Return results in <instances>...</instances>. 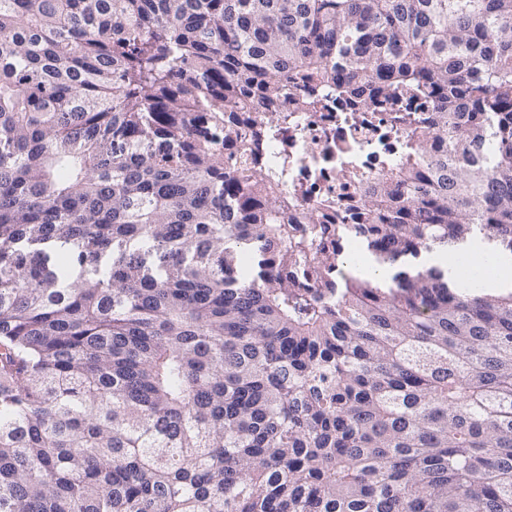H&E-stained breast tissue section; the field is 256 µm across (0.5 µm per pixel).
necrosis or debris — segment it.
<instances>
[{
  "mask_svg": "<svg viewBox=\"0 0 512 512\" xmlns=\"http://www.w3.org/2000/svg\"><path fill=\"white\" fill-rule=\"evenodd\" d=\"M320 109L301 111L294 100L279 103L287 123H276L272 135L256 146L254 166L262 175L278 177L288 196V219L301 223L305 214L323 224H347L363 194L367 178L401 165L412 128L398 125L388 112L362 114L336 104L333 86L322 89ZM364 173L349 179V170Z\"/></svg>",
  "mask_w": 512,
  "mask_h": 512,
  "instance_id": "obj_1",
  "label": "necrosis or debris"
}]
</instances>
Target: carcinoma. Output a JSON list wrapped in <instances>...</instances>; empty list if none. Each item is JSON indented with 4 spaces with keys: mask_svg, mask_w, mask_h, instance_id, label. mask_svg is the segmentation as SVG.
I'll return each instance as SVG.
<instances>
[{
    "mask_svg": "<svg viewBox=\"0 0 512 512\" xmlns=\"http://www.w3.org/2000/svg\"><path fill=\"white\" fill-rule=\"evenodd\" d=\"M302 81L414 126L336 225L390 287L233 127ZM476 243L512 0H0V512H512V285L423 261Z\"/></svg>",
    "mask_w": 512,
    "mask_h": 512,
    "instance_id": "carcinoma-1",
    "label": "carcinoma"
}]
</instances>
